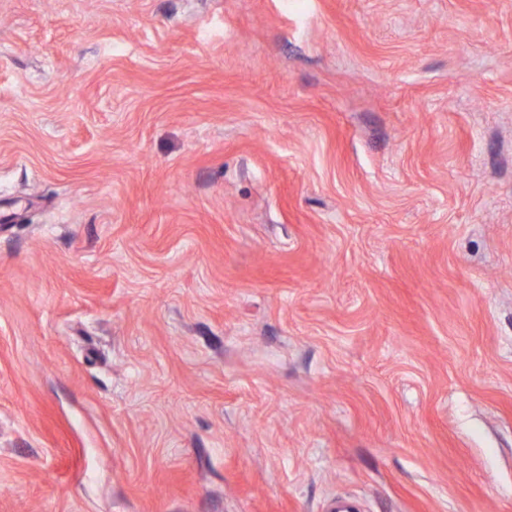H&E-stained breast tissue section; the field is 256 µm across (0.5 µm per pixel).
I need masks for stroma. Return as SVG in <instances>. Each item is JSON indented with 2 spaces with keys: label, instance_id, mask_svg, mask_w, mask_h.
<instances>
[{
  "label": "stroma",
  "instance_id": "1",
  "mask_svg": "<svg viewBox=\"0 0 512 512\" xmlns=\"http://www.w3.org/2000/svg\"><path fill=\"white\" fill-rule=\"evenodd\" d=\"M512 512V0H0V512Z\"/></svg>",
  "mask_w": 512,
  "mask_h": 512
}]
</instances>
